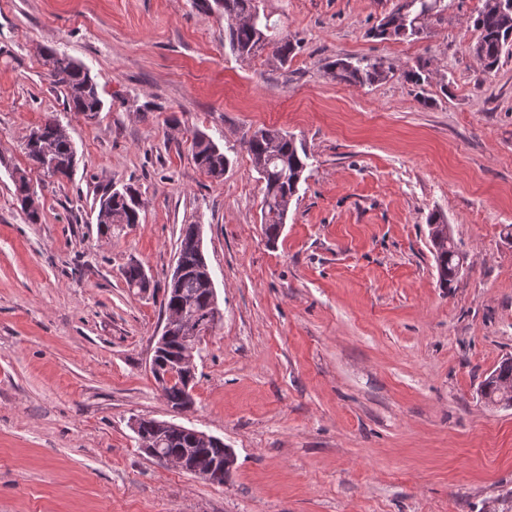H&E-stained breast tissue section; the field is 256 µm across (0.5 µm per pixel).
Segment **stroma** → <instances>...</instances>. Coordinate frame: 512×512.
<instances>
[{
	"mask_svg": "<svg viewBox=\"0 0 512 512\" xmlns=\"http://www.w3.org/2000/svg\"><path fill=\"white\" fill-rule=\"evenodd\" d=\"M418 38L370 32L400 0H261L297 44L287 64L224 46L191 0H0V512H491L512 498V407L481 402L512 355V54L472 51L485 0H445ZM95 78V120L70 112L42 49ZM339 56L390 67L372 86ZM429 79L408 81L407 68ZM66 126L71 179L24 141ZM178 125H171V118ZM260 127L309 155L275 244L242 145ZM229 158L193 163V132ZM41 203L28 223L13 175ZM134 183L141 221L101 234L95 204ZM467 255L438 283L427 220ZM199 225L221 321L195 360L194 408L172 413L149 363L182 225ZM143 266L147 290L127 287ZM135 417L220 438L218 486L159 465ZM326 68L336 81L360 86L381 83L387 79L389 73L380 60L367 58L356 62L349 58H336L327 63Z\"/></svg>",
	"mask_w": 512,
	"mask_h": 512,
	"instance_id": "obj_1",
	"label": "stroma"
}]
</instances>
